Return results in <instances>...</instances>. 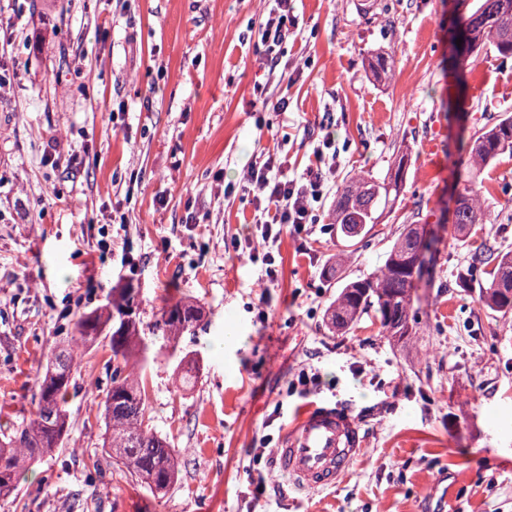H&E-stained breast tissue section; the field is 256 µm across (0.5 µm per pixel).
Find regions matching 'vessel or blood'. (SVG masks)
<instances>
[{
    "label": "vessel or blood",
    "mask_w": 512,
    "mask_h": 512,
    "mask_svg": "<svg viewBox=\"0 0 512 512\" xmlns=\"http://www.w3.org/2000/svg\"><path fill=\"white\" fill-rule=\"evenodd\" d=\"M365 443L349 412L313 405L294 419L277 458L295 486L310 492L334 484Z\"/></svg>",
    "instance_id": "vessel-or-blood-1"
}]
</instances>
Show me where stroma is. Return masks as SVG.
<instances>
[{"mask_svg": "<svg viewBox=\"0 0 512 512\" xmlns=\"http://www.w3.org/2000/svg\"><path fill=\"white\" fill-rule=\"evenodd\" d=\"M266 9L0 0V436L31 417L47 358L114 288L139 289L148 324L169 297L203 312L182 339L199 360L192 388L168 355L142 371L152 428L180 463L163 497L124 467L96 468V405L113 370L103 338L82 349L62 446L23 462L0 512H512V312L480 301L489 269L472 262L479 247L512 251V157L482 169L489 223L462 237L443 218L469 161L458 138L512 114V56L454 63L451 0H375L365 12L355 0H295L298 27L271 70L253 43ZM377 55L391 63L382 81L368 71ZM283 96L287 111L260 106ZM326 131L336 167L317 223L263 242L250 164L275 150L299 173ZM401 153L410 166L397 208L347 254L328 222L338 190L352 174L384 176ZM407 224L436 232L415 335L386 336L370 312L329 329L341 288L376 272ZM228 327L238 343L213 352ZM311 402L349 409L366 444L335 487L300 493L274 458Z\"/></svg>", "mask_w": 512, "mask_h": 512, "instance_id": "35a3bbf8", "label": "stroma"}]
</instances>
